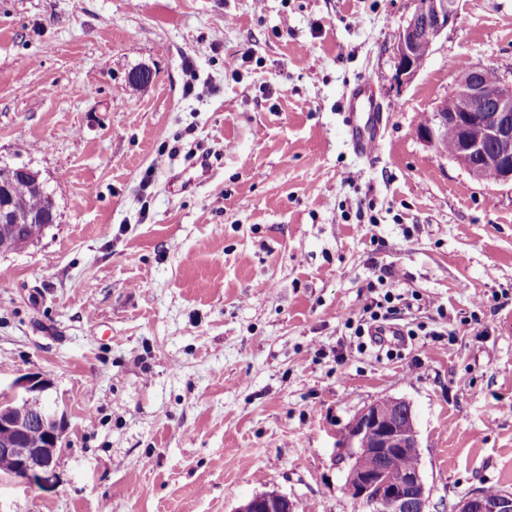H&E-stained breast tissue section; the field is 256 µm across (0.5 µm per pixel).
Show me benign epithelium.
Here are the masks:
<instances>
[{"mask_svg":"<svg viewBox=\"0 0 512 512\" xmlns=\"http://www.w3.org/2000/svg\"><path fill=\"white\" fill-rule=\"evenodd\" d=\"M457 0H427L416 7L398 32L393 52L398 74L411 78L425 58L416 45L422 30L438 40L457 18ZM485 68L472 66L456 80L451 95L452 110L437 105L422 137L437 147L443 129L452 126L457 145L449 158L474 177L491 183H512V81L484 78ZM17 180L48 198V212L38 214L15 197L10 186ZM55 206L38 175L26 167L0 164V238L11 250L20 251L33 240L22 229L27 224L50 226ZM48 389L40 375L19 376L8 392H0V475L29 487L53 485L57 457L62 450V425L56 412L42 400ZM39 429L42 441L30 447L25 435ZM339 447L350 461L347 488L356 492L355 501L370 512H428L421 469L400 475L391 473L381 461L404 452L419 453L418 431L410 404L402 399L372 402L348 426ZM379 461L372 467L358 464L361 456ZM235 512H296L294 502L282 493L262 491L253 495ZM455 512H512V491L503 490L494 500L477 490L455 505Z\"/></svg>","mask_w":512,"mask_h":512,"instance_id":"1","label":"benign epithelium"}]
</instances>
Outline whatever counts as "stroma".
I'll return each instance as SVG.
<instances>
[{"label": "stroma", "mask_w": 512, "mask_h": 512, "mask_svg": "<svg viewBox=\"0 0 512 512\" xmlns=\"http://www.w3.org/2000/svg\"><path fill=\"white\" fill-rule=\"evenodd\" d=\"M415 3L0 0V162L56 214L0 252V390L43 374L63 422L53 487L0 478V512H234L273 487L366 512L339 442L388 398L428 512L512 490V185L419 131L462 69L512 79V0H458L406 81ZM369 76L389 125L367 162L338 105ZM386 269L390 352L346 325ZM183 70L190 75V80L187 81L185 92L188 95H194L198 99L208 97L214 91L212 82L208 79L203 81L199 80V76L196 75L194 65L190 59L183 60Z\"/></svg>", "instance_id": "obj_1"}]
</instances>
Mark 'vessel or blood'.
<instances>
[{"instance_id":"obj_1","label":"vessel or blood","mask_w":512,"mask_h":512,"mask_svg":"<svg viewBox=\"0 0 512 512\" xmlns=\"http://www.w3.org/2000/svg\"><path fill=\"white\" fill-rule=\"evenodd\" d=\"M340 113L352 152L359 159H373L383 141V115L370 93L368 83L357 84L343 96Z\"/></svg>"}]
</instances>
